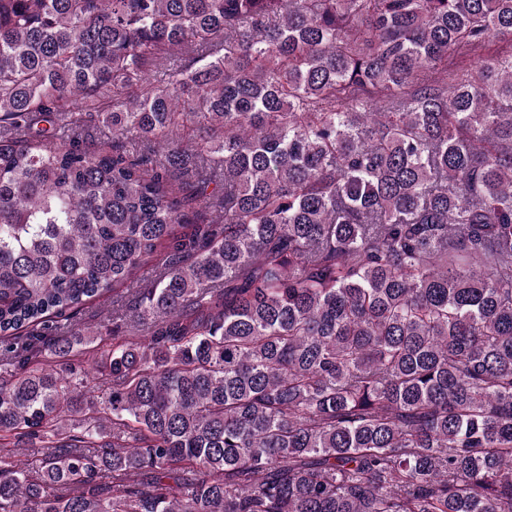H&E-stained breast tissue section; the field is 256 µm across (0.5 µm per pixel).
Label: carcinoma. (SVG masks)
I'll return each mask as SVG.
<instances>
[{"instance_id":"cac0c4a2","label":"carcinoma","mask_w":512,"mask_h":512,"mask_svg":"<svg viewBox=\"0 0 512 512\" xmlns=\"http://www.w3.org/2000/svg\"><path fill=\"white\" fill-rule=\"evenodd\" d=\"M0 512H512V0H0ZM112 294L108 299L96 301L83 308L78 314L80 323L88 328L106 324L112 328Z\"/></svg>"}]
</instances>
